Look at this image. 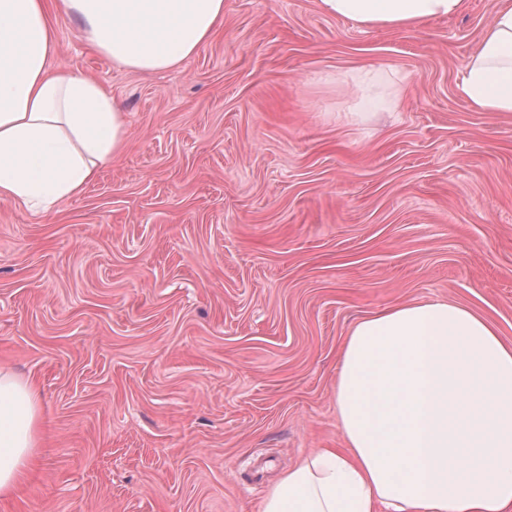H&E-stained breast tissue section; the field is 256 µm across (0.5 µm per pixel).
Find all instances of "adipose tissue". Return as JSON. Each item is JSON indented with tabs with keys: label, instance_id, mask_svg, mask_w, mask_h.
<instances>
[{
	"label": "adipose tissue",
	"instance_id": "obj_1",
	"mask_svg": "<svg viewBox=\"0 0 512 512\" xmlns=\"http://www.w3.org/2000/svg\"><path fill=\"white\" fill-rule=\"evenodd\" d=\"M361 27H409L464 0H318ZM124 68L179 66L224 23V0H0V199L30 213L76 196L127 143L126 114L96 81L53 64L55 21ZM344 119L398 109L395 74L358 67ZM479 112L512 114V0L493 11L457 85ZM345 444L284 472L260 512H512V345L469 307L402 302L350 329L336 381ZM44 428L38 385L0 366V499L25 482Z\"/></svg>",
	"mask_w": 512,
	"mask_h": 512
}]
</instances>
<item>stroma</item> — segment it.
Wrapping results in <instances>:
<instances>
[{
	"mask_svg": "<svg viewBox=\"0 0 512 512\" xmlns=\"http://www.w3.org/2000/svg\"><path fill=\"white\" fill-rule=\"evenodd\" d=\"M490 16L360 28L317 0H224L144 74L58 18L55 64L127 114L128 144L44 215L0 200V366L31 377L40 464L0 512H257L339 448V352L363 316L443 298L512 342V115L457 92ZM393 71L399 109L336 121L322 76Z\"/></svg>",
	"mask_w": 512,
	"mask_h": 512,
	"instance_id": "35a3bbf8",
	"label": "stroma"
}]
</instances>
